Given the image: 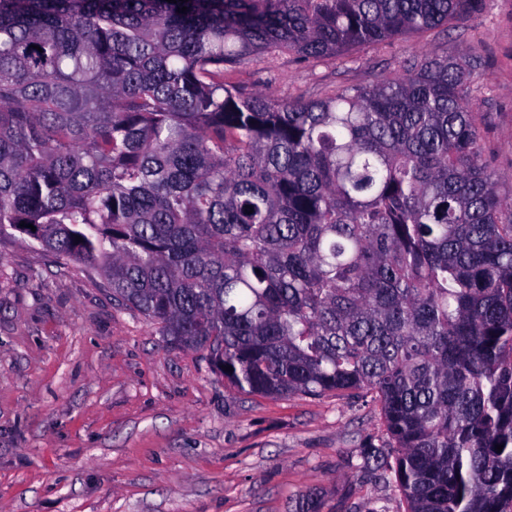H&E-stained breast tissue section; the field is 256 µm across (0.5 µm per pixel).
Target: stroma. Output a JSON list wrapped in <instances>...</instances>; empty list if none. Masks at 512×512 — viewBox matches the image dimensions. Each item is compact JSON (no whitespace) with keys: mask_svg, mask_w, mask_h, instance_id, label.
<instances>
[{"mask_svg":"<svg viewBox=\"0 0 512 512\" xmlns=\"http://www.w3.org/2000/svg\"><path fill=\"white\" fill-rule=\"evenodd\" d=\"M427 54L476 62L469 103L512 201V0L341 56L281 52L228 78L312 101ZM385 438L369 401L238 393L99 276L0 240V512H289L307 491L322 512H404L390 477L352 470Z\"/></svg>","mask_w":512,"mask_h":512,"instance_id":"1","label":"stroma"}]
</instances>
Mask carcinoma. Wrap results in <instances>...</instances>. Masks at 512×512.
Masks as SVG:
<instances>
[{
  "label": "carcinoma",
  "instance_id": "carcinoma-1",
  "mask_svg": "<svg viewBox=\"0 0 512 512\" xmlns=\"http://www.w3.org/2000/svg\"><path fill=\"white\" fill-rule=\"evenodd\" d=\"M484 2L0 0V238L101 276L240 393L371 397L386 440L354 468L405 512H512V203L474 65L310 102L224 81Z\"/></svg>",
  "mask_w": 512,
  "mask_h": 512
}]
</instances>
